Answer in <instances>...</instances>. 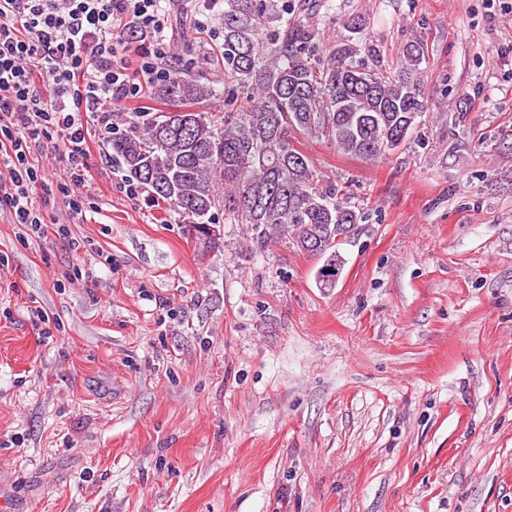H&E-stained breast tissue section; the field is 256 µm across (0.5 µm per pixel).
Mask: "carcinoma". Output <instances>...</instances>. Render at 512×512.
Returning <instances> with one entry per match:
<instances>
[{
	"instance_id": "carcinoma-1",
	"label": "carcinoma",
	"mask_w": 512,
	"mask_h": 512,
	"mask_svg": "<svg viewBox=\"0 0 512 512\" xmlns=\"http://www.w3.org/2000/svg\"><path fill=\"white\" fill-rule=\"evenodd\" d=\"M336 11L342 31L328 47L308 17ZM224 115L187 109L213 96L176 63L150 96L167 112H134L112 133L110 148L152 201L166 203L181 223L243 224L250 250L284 240L292 248L334 261L368 215L345 187L326 179L293 145L298 136L326 140L344 155L375 162L405 145L403 130L430 111L424 92L429 47L424 36L406 42L394 68L368 38L363 11L317 0H224ZM250 94L245 109L238 93ZM471 98L451 102L453 125L466 122Z\"/></svg>"
}]
</instances>
